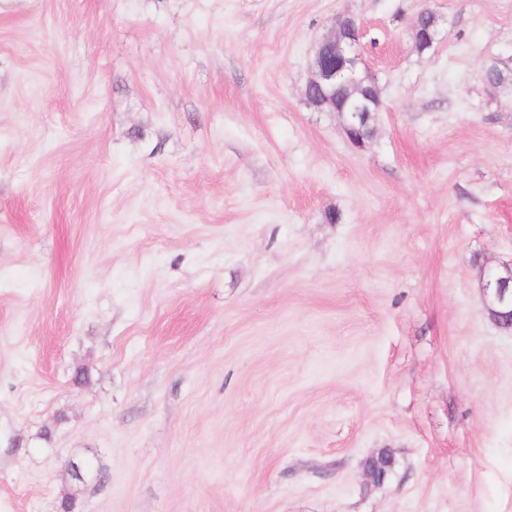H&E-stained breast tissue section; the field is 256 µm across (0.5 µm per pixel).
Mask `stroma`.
<instances>
[{"mask_svg":"<svg viewBox=\"0 0 512 512\" xmlns=\"http://www.w3.org/2000/svg\"><path fill=\"white\" fill-rule=\"evenodd\" d=\"M340 13L362 149L304 99ZM495 58L512 0H0V512L79 457V512H512ZM420 12L428 14L419 13L416 16V18L419 19L422 24H428L433 19L432 25L434 26V29L431 32L429 31V28L424 29V32H422V25L418 21H416V19H414L411 23L414 47L419 53L423 54L425 52L430 51L437 41L440 26V17L435 12L427 8L421 10ZM483 275L481 289L487 311L498 327L512 330V267L505 273L488 268Z\"/></svg>","mask_w":512,"mask_h":512,"instance_id":"35a3bbf8","label":"stroma"}]
</instances>
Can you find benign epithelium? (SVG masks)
Returning <instances> with one entry per match:
<instances>
[{
  "mask_svg": "<svg viewBox=\"0 0 512 512\" xmlns=\"http://www.w3.org/2000/svg\"><path fill=\"white\" fill-rule=\"evenodd\" d=\"M423 12L432 15L434 29L424 30L418 21H412L414 47L421 54L434 47L440 26V17L435 12L427 8ZM362 37L363 26L355 16H333L327 32L313 47L304 89L309 105L341 116L348 140L359 148L373 137L374 129L365 132L363 128L381 108L379 88L364 60ZM482 295L493 322L512 330V267L504 273L492 268L485 270ZM388 468L377 457L365 466V473L370 481L380 482Z\"/></svg>",
  "mask_w": 512,
  "mask_h": 512,
  "instance_id": "benign-epithelium-1",
  "label": "benign epithelium"
}]
</instances>
